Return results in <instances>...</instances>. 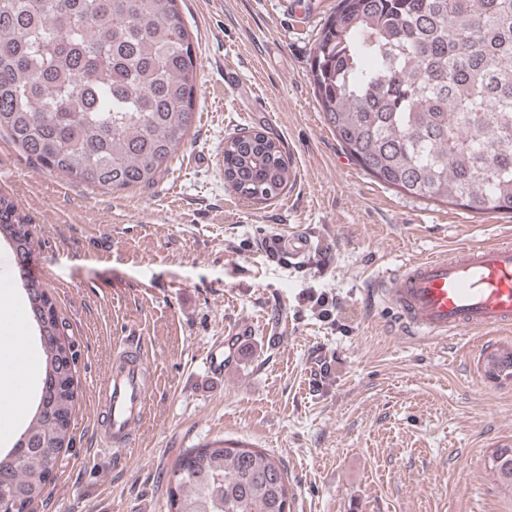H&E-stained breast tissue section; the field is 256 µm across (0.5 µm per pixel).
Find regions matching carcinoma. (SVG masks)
<instances>
[{
  "label": "carcinoma",
  "instance_id": "carcinoma-1",
  "mask_svg": "<svg viewBox=\"0 0 512 512\" xmlns=\"http://www.w3.org/2000/svg\"><path fill=\"white\" fill-rule=\"evenodd\" d=\"M197 56L178 0H0V133L39 167L103 190L150 186L195 121ZM325 125L397 192L512 213V0H338L311 56ZM224 179L279 196L290 161L261 130L224 140ZM32 252L29 221L0 194V240ZM30 308L61 336L51 299ZM77 367L42 349L39 395L0 486L45 496L72 443ZM492 468L512 483V448ZM281 461L239 443L188 448L168 476L169 512H289Z\"/></svg>",
  "mask_w": 512,
  "mask_h": 512
}]
</instances>
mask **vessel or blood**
I'll return each mask as SVG.
<instances>
[{"label": "vessel or blood", "mask_w": 512, "mask_h": 512, "mask_svg": "<svg viewBox=\"0 0 512 512\" xmlns=\"http://www.w3.org/2000/svg\"><path fill=\"white\" fill-rule=\"evenodd\" d=\"M373 302L390 310L399 335L443 341L512 327V242L471 243L378 272ZM154 373L138 336L124 337L102 387L100 422L112 452L129 448L150 412Z\"/></svg>", "instance_id": "1"}]
</instances>
